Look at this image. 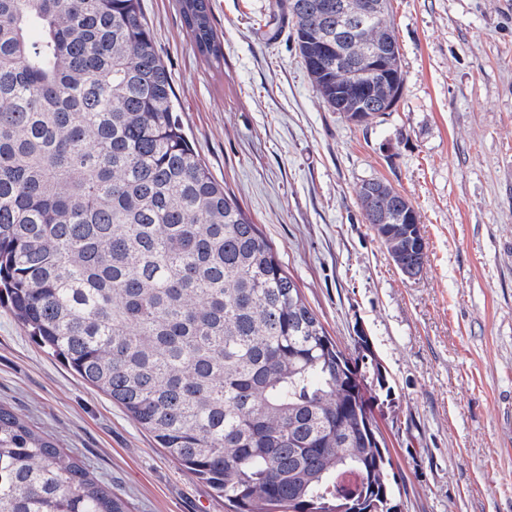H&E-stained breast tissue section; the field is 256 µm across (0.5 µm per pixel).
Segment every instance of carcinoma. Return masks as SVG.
<instances>
[{
	"mask_svg": "<svg viewBox=\"0 0 512 512\" xmlns=\"http://www.w3.org/2000/svg\"><path fill=\"white\" fill-rule=\"evenodd\" d=\"M142 0H0V306L119 404L231 512H400L373 400L375 357L348 358L279 256L201 162ZM329 110L368 126L398 103L389 0H286ZM357 67L319 33L350 8ZM198 51L223 57L209 0H179ZM358 203L390 256L412 203L382 179ZM413 223H407V219ZM0 512H125L49 436L0 407Z\"/></svg>",
	"mask_w": 512,
	"mask_h": 512,
	"instance_id": "obj_1",
	"label": "carcinoma"
}]
</instances>
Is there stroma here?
Wrapping results in <instances>:
<instances>
[{
    "instance_id": "1",
    "label": "stroma",
    "mask_w": 512,
    "mask_h": 512,
    "mask_svg": "<svg viewBox=\"0 0 512 512\" xmlns=\"http://www.w3.org/2000/svg\"><path fill=\"white\" fill-rule=\"evenodd\" d=\"M224 59L177 0H142L178 114L344 350L369 336L392 387L380 426L402 512H512V0H390L405 82L367 127L317 95L276 0H210ZM382 178L427 242L405 279L356 191ZM0 406L126 512H229L120 406L0 307Z\"/></svg>"
}]
</instances>
